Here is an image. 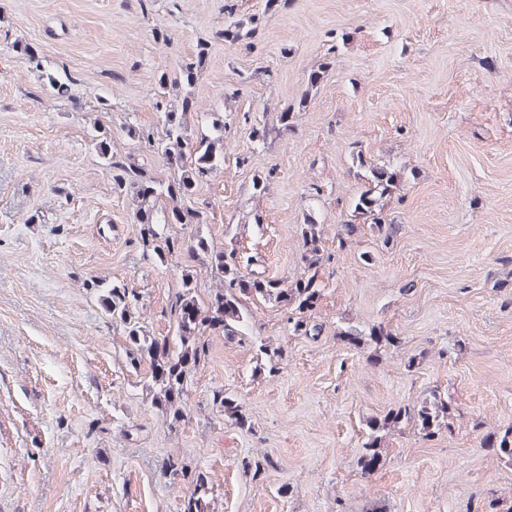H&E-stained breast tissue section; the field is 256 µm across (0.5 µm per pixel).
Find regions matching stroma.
Listing matches in <instances>:
<instances>
[{
    "label": "stroma",
    "mask_w": 512,
    "mask_h": 512,
    "mask_svg": "<svg viewBox=\"0 0 512 512\" xmlns=\"http://www.w3.org/2000/svg\"><path fill=\"white\" fill-rule=\"evenodd\" d=\"M232 14L256 31L230 45ZM202 41L199 79L174 85ZM187 96L194 133L224 117V167L187 201L214 246L234 247L248 277L290 284L309 212L326 261L321 334L294 335L286 309L254 301L247 335L205 334L171 426L99 297L136 292V317L163 336L183 270L203 300L220 281L192 252L152 258L96 145L169 181L128 129L161 136L158 104ZM286 108L271 146L248 140ZM357 147L403 170L383 210L401 229L386 242L362 226L341 249ZM377 325L396 343L343 337ZM435 391L450 429L399 425L362 473L367 421ZM509 428L512 0H0V512H180L193 487L171 463L206 476L212 512H512V463L484 441Z\"/></svg>",
    "instance_id": "35a3bbf8"
}]
</instances>
